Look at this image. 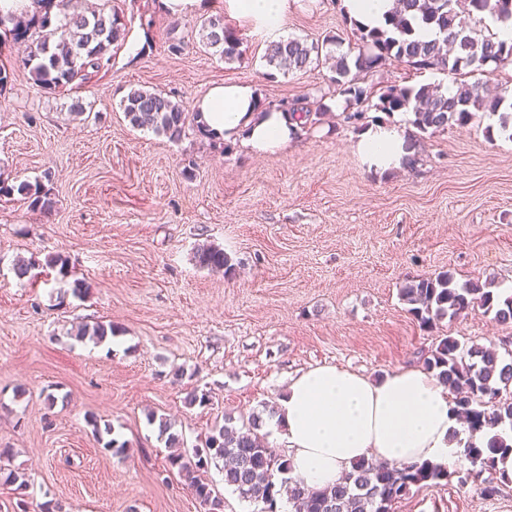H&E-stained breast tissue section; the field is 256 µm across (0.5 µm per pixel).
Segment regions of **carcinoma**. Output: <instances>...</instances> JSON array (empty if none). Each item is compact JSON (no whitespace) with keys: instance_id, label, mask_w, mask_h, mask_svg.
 <instances>
[{"instance_id":"1","label":"carcinoma","mask_w":512,"mask_h":512,"mask_svg":"<svg viewBox=\"0 0 512 512\" xmlns=\"http://www.w3.org/2000/svg\"><path fill=\"white\" fill-rule=\"evenodd\" d=\"M56 9L54 15L32 14L19 19L12 14H0V26L12 22L9 30L16 42L27 43V53L15 59L14 64L29 70L33 81L48 93H63L73 89L99 73L110 64L112 51L125 38V25L118 13L100 12L91 17L78 10L76 0H36ZM397 8L384 27L368 28L340 8L344 21L352 26L357 53L335 54L341 46L334 36L321 45L308 44L299 39L273 41L267 45L264 58L268 66L286 74L293 70L318 67L321 60L332 61L334 76L331 82L336 92L344 97L345 119L359 124L374 110L391 114L412 111L413 124L422 133L441 132L450 125L465 126L481 114H497L500 126L507 129L512 117L502 110L505 98L489 95L477 82L458 79L450 94L436 86L418 88L391 85L379 95L360 85V76L380 67L386 59L395 57L419 69H435L461 75L486 66L499 68L512 64V43L495 36L483 24V16L496 20L512 19V0H396ZM438 29L441 37L423 41L416 37V20ZM202 44L213 49L230 62L242 55L241 38L224 23V15L211 14L201 22ZM325 95L314 101L315 109L281 102L259 101L260 107L270 111L277 108L297 116L301 129L323 123L328 106ZM120 109L130 124L151 130L179 142L194 127L206 133L200 114L192 116L161 92L133 89L120 101ZM20 194L29 200V206L44 213L50 212L54 201L40 182H22L13 185L0 177V198ZM197 264L209 271H234L232 258L224 249L212 244L197 246L194 253ZM402 300L410 305L409 312L423 328H431L448 317L480 308L494 313L500 323H512V298L499 300L491 291V283L470 281L462 286L454 283L453 274L442 271L434 277L410 279L400 288ZM116 335L112 325H86L77 329L76 336H90L103 342ZM423 366L454 392L455 407L465 416L469 431L481 433L507 421L512 423V398L503 394L512 392V362L504 360L493 347L464 348L450 336L442 338L423 358ZM148 422L158 424L159 437L166 447L179 452L169 457L171 467L187 481L195 498L209 507V512H222L223 501L212 486L201 479L209 461L224 460V485L231 487L242 498L263 504L262 512H277V499L288 492L291 512H393V505L409 494L414 486L439 483L451 476L447 469L428 462H378L361 460L354 463L341 482L322 488L309 489L292 479L284 478L291 469L287 456L276 453L265 445L259 435L265 421L261 414H251L240 427L230 417L223 425H216L201 447L183 449V439L173 431L171 421L151 413ZM90 425L98 439L110 436L104 448L122 451L125 444L112 438L110 425L100 427L96 418ZM512 455V443L493 434L486 445L466 448V460L471 469L466 477L479 478L485 472H499L500 480L509 479L504 470H498V461Z\"/></svg>"}]
</instances>
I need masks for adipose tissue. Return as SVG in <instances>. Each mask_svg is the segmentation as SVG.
<instances>
[{"mask_svg":"<svg viewBox=\"0 0 512 512\" xmlns=\"http://www.w3.org/2000/svg\"><path fill=\"white\" fill-rule=\"evenodd\" d=\"M227 2L275 35L291 7V0ZM258 101L250 85L218 84L195 109L214 138L245 141L258 154L287 149L299 120L265 111ZM357 150L369 167L381 171L400 169L413 155L401 131L386 125L363 131ZM272 424L287 444L292 478L310 488L335 484L364 458L445 467L460 459L472 440L449 390L420 368L398 369L378 381L335 366L309 369L291 378Z\"/></svg>","mask_w":512,"mask_h":512,"instance_id":"adipose-tissue-1","label":"adipose tissue"}]
</instances>
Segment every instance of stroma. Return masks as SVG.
<instances>
[{"label": "stroma", "instance_id": "35a3bbf8", "mask_svg": "<svg viewBox=\"0 0 512 512\" xmlns=\"http://www.w3.org/2000/svg\"><path fill=\"white\" fill-rule=\"evenodd\" d=\"M86 2L124 20L109 68L65 95L19 69L0 92V175L43 182L54 200L48 213L19 195L0 201V448H13L11 467L29 481L22 497L0 483V512H40L49 500L64 512H205L148 414L169 419L192 448L224 414L242 421L277 406L290 378L315 366L378 380L421 366L445 336L512 352V324L493 314L475 309L428 330L399 295L406 278L447 270L512 296V138L497 117L430 134L412 113L383 116L418 161L381 173L355 148L361 129L343 121L329 67L268 78L270 35L225 0H207L206 12L223 13L241 38L232 62L204 49L200 12ZM283 31L354 43L335 0H296ZM224 82L253 85L266 101L321 91L331 113L288 149L257 155L194 130L174 143L132 127L119 109L140 88L191 113ZM363 83L447 88L452 77L393 58ZM76 100L83 115L70 111ZM203 243L230 254L232 275L195 264ZM54 253L67 256V275L46 266ZM19 259L34 264L22 280L12 271ZM77 280L90 287L85 299L71 294ZM98 323L116 337L70 334ZM188 386L210 392V405L186 406ZM92 416L124 452L104 448ZM457 475L412 488L394 512H512V482L487 497Z\"/></svg>", "mask_w": 512, "mask_h": 512}]
</instances>
